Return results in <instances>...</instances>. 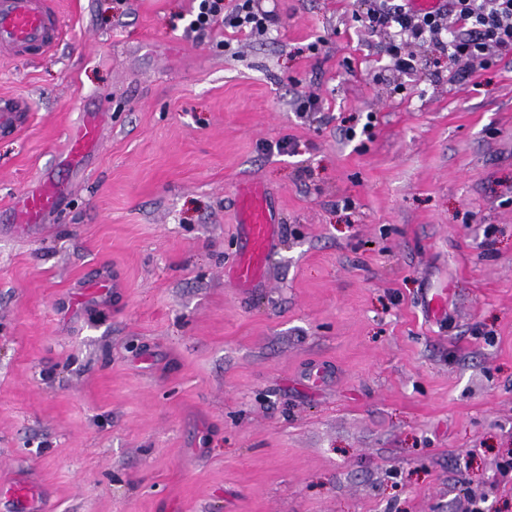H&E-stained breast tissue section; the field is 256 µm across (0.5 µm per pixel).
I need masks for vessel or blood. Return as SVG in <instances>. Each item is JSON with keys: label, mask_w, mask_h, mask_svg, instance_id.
<instances>
[{"label": "vessel or blood", "mask_w": 512, "mask_h": 512, "mask_svg": "<svg viewBox=\"0 0 512 512\" xmlns=\"http://www.w3.org/2000/svg\"><path fill=\"white\" fill-rule=\"evenodd\" d=\"M61 37L55 0H0V52L23 60L49 55ZM28 107L18 98L0 100V130L14 132L25 123ZM102 127L97 119L87 118L69 150L81 155L99 139ZM60 188L54 181H44L41 188L26 194L17 211L22 228L37 226L56 203ZM240 221L246 231L247 245L231 276L241 288L260 285L268 270L276 231V220L267 206L260 185L250 184L240 199Z\"/></svg>", "instance_id": "1"}]
</instances>
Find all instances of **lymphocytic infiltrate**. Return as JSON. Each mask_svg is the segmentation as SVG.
Wrapping results in <instances>:
<instances>
[{"label":"lymphocytic infiltrate","mask_w":512,"mask_h":512,"mask_svg":"<svg viewBox=\"0 0 512 512\" xmlns=\"http://www.w3.org/2000/svg\"><path fill=\"white\" fill-rule=\"evenodd\" d=\"M189 27L209 32L222 25L250 34L267 31L269 13L254 0H237L225 15L224 0H196ZM357 18L366 32L389 31L393 68L404 74L417 71L419 49L429 48L457 61L486 59L490 53H512V0H440L428 10L415 9L410 0H362Z\"/></svg>","instance_id":"obj_1"}]
</instances>
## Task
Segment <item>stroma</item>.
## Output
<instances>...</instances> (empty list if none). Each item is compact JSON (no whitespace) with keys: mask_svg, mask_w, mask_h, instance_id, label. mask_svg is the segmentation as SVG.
I'll return each instance as SVG.
<instances>
[{"mask_svg":"<svg viewBox=\"0 0 512 512\" xmlns=\"http://www.w3.org/2000/svg\"><path fill=\"white\" fill-rule=\"evenodd\" d=\"M57 2L49 58L0 55L29 108L0 133V484L45 512H512V54L399 74L361 0H259L253 36L187 32L195 0ZM47 173L59 206L10 234ZM249 182L279 232L239 288ZM102 127L97 119L89 117L83 122L80 135L71 139L69 150L73 155H82L89 151L99 139Z\"/></svg>","mask_w":512,"mask_h":512,"instance_id":"obj_1","label":"stroma"}]
</instances>
